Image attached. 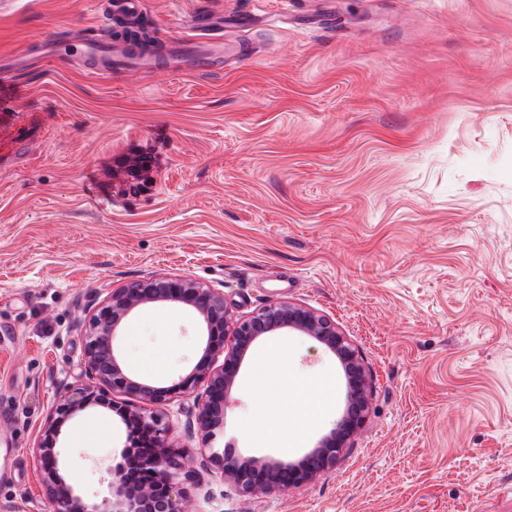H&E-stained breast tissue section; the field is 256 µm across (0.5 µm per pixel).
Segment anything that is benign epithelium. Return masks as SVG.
<instances>
[{
  "instance_id": "benign-epithelium-1",
  "label": "benign epithelium",
  "mask_w": 512,
  "mask_h": 512,
  "mask_svg": "<svg viewBox=\"0 0 512 512\" xmlns=\"http://www.w3.org/2000/svg\"><path fill=\"white\" fill-rule=\"evenodd\" d=\"M161 305H176L190 312L204 339L199 361L179 387L189 389L200 382L204 385L203 394L196 399L192 421L201 436V451L209 453L218 479L233 483L247 496L276 495L304 486L336 465L342 450L364 426L371 400L362 358L336 323L290 301L273 302L242 317L217 288L189 277L157 276L112 289L79 325L85 341L86 375L102 390L120 392L145 404L131 410L120 406L118 411L130 428L149 431V451L137 463L166 485V499L162 503L155 501L146 485L128 482L120 467L113 471L109 482L110 496L100 504L87 501L70 482L57 443L63 420L97 398L90 388L81 387L60 397L56 416L49 420L35 446L51 512H193L175 483L184 469L183 454L166 442L169 422L158 410L170 400L172 390L130 372L117 348V338L129 317L142 308ZM282 333L307 336L336 358L345 379V402L339 418L297 459L243 456L226 447L214 448L213 442L224 432V408L248 352L259 339Z\"/></svg>"
}]
</instances>
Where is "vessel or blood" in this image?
<instances>
[{"label": "vessel or blood", "mask_w": 512, "mask_h": 512, "mask_svg": "<svg viewBox=\"0 0 512 512\" xmlns=\"http://www.w3.org/2000/svg\"><path fill=\"white\" fill-rule=\"evenodd\" d=\"M213 24L197 23L191 37L164 42L161 53L144 52L122 39H113L109 22H102L95 32H83L69 40L41 37L31 41L18 53L0 54V82L11 80L26 71L32 62L44 69L77 59L87 74L112 77L129 70L164 68L181 71L187 68L206 71L214 59L224 57L223 38L213 37ZM43 114L30 112L18 118L0 138V163H8L19 155V145L25 132L41 128Z\"/></svg>", "instance_id": "obj_1"}]
</instances>
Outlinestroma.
I'll return each mask as SVG.
<instances>
[{
    "label": "stroma",
    "mask_w": 512,
    "mask_h": 512,
    "mask_svg": "<svg viewBox=\"0 0 512 512\" xmlns=\"http://www.w3.org/2000/svg\"><path fill=\"white\" fill-rule=\"evenodd\" d=\"M152 37L187 16H239V63L94 77H20L0 124L45 114L0 165V512H49L32 448L59 396L87 383L78 327L113 288L187 276L237 314L275 301L336 321L373 394L335 467L280 495L213 476L177 390L199 360L194 318L135 313L128 369L172 390L168 441L193 512H512V0H142ZM104 0H11L0 52L100 24ZM265 392L241 375L223 447L295 457L335 422L344 380L311 338L274 336ZM334 403L291 446L318 382ZM268 414L265 439L254 422ZM126 426L92 404L65 421L68 476L108 497Z\"/></svg>",
    "instance_id": "35a3bbf8"
}]
</instances>
